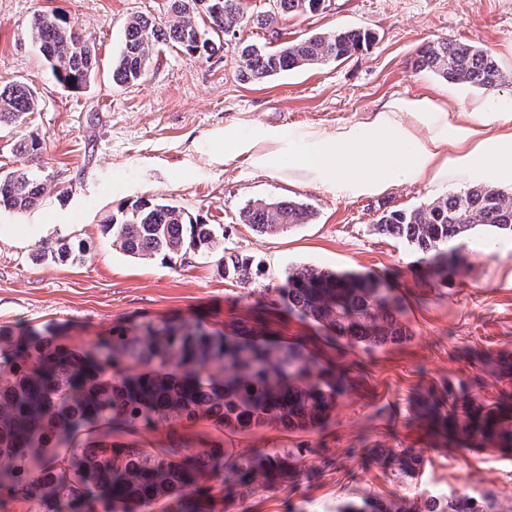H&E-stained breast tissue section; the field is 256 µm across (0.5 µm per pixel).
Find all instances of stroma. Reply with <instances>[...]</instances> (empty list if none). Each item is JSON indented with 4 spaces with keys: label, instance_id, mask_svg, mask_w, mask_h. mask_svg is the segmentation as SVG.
<instances>
[{
    "label": "stroma",
    "instance_id": "35a3bbf8",
    "mask_svg": "<svg viewBox=\"0 0 512 512\" xmlns=\"http://www.w3.org/2000/svg\"><path fill=\"white\" fill-rule=\"evenodd\" d=\"M247 23L225 35L212 55L159 48L145 77L125 88L112 83L111 62L124 41L126 20H163L167 0H0V83L23 81L40 107L26 124L0 130V169L34 170L46 190L40 205L17 216L0 211V329L55 332L59 344L134 334L148 321L198 320L254 338L299 347L320 366L341 372L346 385L322 429L287 432L269 426L225 434V447L250 452L300 448L291 478L248 485L225 482L212 512H336L368 495L411 503L421 493L491 496L496 512H512V455L458 447L433 434L419 415L421 396L438 403L467 391L494 406L512 394V378L495 373L512 360V237L480 228L447 281L426 280L406 241L374 229L382 213L409 211L472 185L449 174L434 183L403 184L376 196L354 197L292 181L284 170L256 168L249 152L227 153L234 131L282 132L281 150H301V132L365 121L399 96L426 95L449 122L473 120L506 130L512 114V0H326L314 14L282 16L260 26L273 0H243ZM67 17L94 44L100 69L86 88L64 87L50 74L29 34L37 12ZM367 29L375 39L347 59L297 69L260 81L239 75L241 46L269 50L312 33ZM436 38L471 42L498 61L496 91L452 83L418 66L420 47ZM42 139L39 154L16 153L21 136ZM171 198L191 215L224 229V246L254 256L260 278L244 285L212 259L174 264L134 258L112 244L104 220L140 198ZM310 203L313 223L277 235L240 223L256 199ZM68 238L87 252L76 264L39 263L43 242ZM314 265L339 273L377 274L402 298L408 340L374 351L339 348L324 331L290 315L276 288L288 267ZM202 424L144 427L134 446L157 448L178 437L201 447ZM425 457L414 477L400 470L403 449Z\"/></svg>",
    "mask_w": 512,
    "mask_h": 512
}]
</instances>
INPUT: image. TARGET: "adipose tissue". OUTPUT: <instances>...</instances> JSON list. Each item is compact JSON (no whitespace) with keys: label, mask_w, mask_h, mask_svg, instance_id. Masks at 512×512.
Returning a JSON list of instances; mask_svg holds the SVG:
<instances>
[{"label":"adipose tissue","mask_w":512,"mask_h":512,"mask_svg":"<svg viewBox=\"0 0 512 512\" xmlns=\"http://www.w3.org/2000/svg\"><path fill=\"white\" fill-rule=\"evenodd\" d=\"M304 151L281 158L255 153L254 165H287L290 176L320 188L354 195H378L389 188L444 176L449 168L490 181L512 180V133L485 135L470 125L449 124L428 96L399 97L368 122L313 129Z\"/></svg>","instance_id":"obj_1"}]
</instances>
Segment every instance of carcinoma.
<instances>
[{"label": "carcinoma", "instance_id": "carcinoma-1", "mask_svg": "<svg viewBox=\"0 0 512 512\" xmlns=\"http://www.w3.org/2000/svg\"><path fill=\"white\" fill-rule=\"evenodd\" d=\"M280 12L313 14L325 0H276ZM171 20L137 14L125 24L124 44L112 59V82L137 84L161 43L188 55L214 51V39L243 23L241 0H168ZM30 35L53 77L80 90L90 84L99 61L93 44L59 15L34 16ZM367 30L341 29L291 42L275 51L242 49L241 76L265 79L280 72L339 61L369 45ZM419 66L455 83L494 90L503 75L486 50L448 39L424 44ZM35 90L22 81L0 84V127H18L37 111ZM37 136L21 137L13 149L33 154ZM34 172H0V209L22 214L44 194ZM300 199L248 202L240 221L261 233L280 234L313 222ZM112 245L129 255L169 261L217 258L224 274L244 284L261 275L248 255H226L224 233L169 199H141L105 223ZM479 227L512 235V190L473 185L434 198L407 212L382 215L378 232L405 240L432 277L448 279L458 253ZM83 243L60 239L45 244L39 259L82 261ZM279 293L288 311L324 330L340 347L373 351L409 337L399 319L401 305L379 282L338 274L313 265L291 267ZM212 332L189 321L140 325L130 339L112 337L109 353L100 345L76 351L41 338L0 332V344L15 354L0 361V495L33 503L34 512H211L222 491L224 466L242 483L260 470L268 478L288 471L303 449L270 448L257 459L224 447L221 437H202L206 448L190 453L174 440L161 448H135L123 437L142 426L202 421L222 432H249L271 425L286 431L321 427L335 408L344 377L314 365L297 349ZM126 363L149 371L122 374ZM429 421L463 448L512 450V410L474 404L460 396L448 412L426 406ZM336 512H391L378 497L349 500ZM401 512H493L487 495L426 492Z\"/></svg>", "mask_w": 512, "mask_h": 512}]
</instances>
